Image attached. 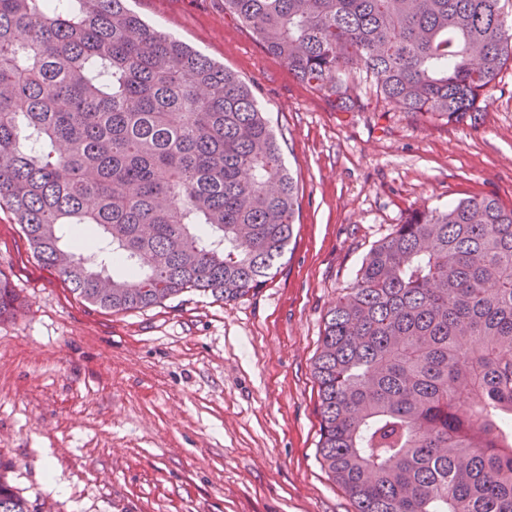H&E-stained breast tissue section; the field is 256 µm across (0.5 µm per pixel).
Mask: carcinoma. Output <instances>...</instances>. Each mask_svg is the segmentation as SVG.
Listing matches in <instances>:
<instances>
[{
	"mask_svg": "<svg viewBox=\"0 0 512 512\" xmlns=\"http://www.w3.org/2000/svg\"><path fill=\"white\" fill-rule=\"evenodd\" d=\"M127 2L0 0V208L101 310L234 301L274 277L297 182L252 86ZM501 2L224 11L341 111L367 109L347 95L363 79L458 120L512 61ZM17 302L0 275V319ZM314 378L321 464L355 512H512V208L471 196L396 225L327 311ZM0 512H37L1 463Z\"/></svg>",
	"mask_w": 512,
	"mask_h": 512,
	"instance_id": "carcinoma-1",
	"label": "carcinoma"
}]
</instances>
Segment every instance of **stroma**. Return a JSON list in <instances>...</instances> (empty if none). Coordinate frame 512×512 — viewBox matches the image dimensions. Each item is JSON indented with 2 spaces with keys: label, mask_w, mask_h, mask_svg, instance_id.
Masks as SVG:
<instances>
[{
  "label": "stroma",
  "mask_w": 512,
  "mask_h": 512,
  "mask_svg": "<svg viewBox=\"0 0 512 512\" xmlns=\"http://www.w3.org/2000/svg\"><path fill=\"white\" fill-rule=\"evenodd\" d=\"M256 88L298 179L274 278L235 301L186 292L128 312L73 294L0 209V461L52 512H353L318 455L324 317L418 207H512V64L476 119L382 100L342 112L269 55L224 0H130Z\"/></svg>",
  "instance_id": "obj_1"
}]
</instances>
